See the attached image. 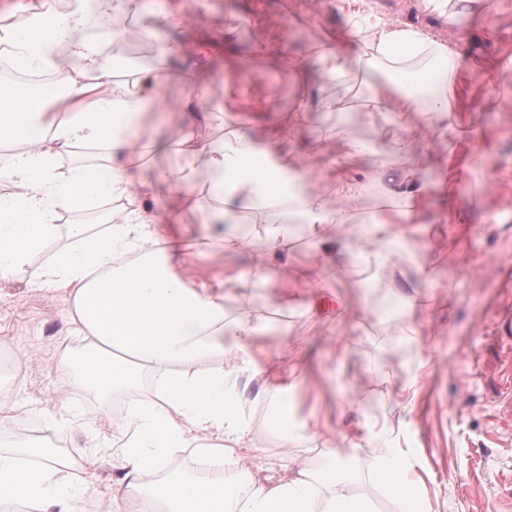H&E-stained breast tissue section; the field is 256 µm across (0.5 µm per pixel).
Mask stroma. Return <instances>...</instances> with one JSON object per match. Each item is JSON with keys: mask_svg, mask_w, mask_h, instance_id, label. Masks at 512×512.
I'll return each mask as SVG.
<instances>
[{"mask_svg": "<svg viewBox=\"0 0 512 512\" xmlns=\"http://www.w3.org/2000/svg\"><path fill=\"white\" fill-rule=\"evenodd\" d=\"M207 5L184 27L158 29L185 52L146 63L131 45L118 53L128 74L157 67L181 74L160 89L144 85L146 98L192 101L188 112L145 113L155 146L132 166L135 180L176 168L188 145L219 144L232 132L262 145L266 130L280 124L295 134L278 149L310 171L312 191L329 195L338 181L375 176L377 158L415 199L411 222L393 226L386 254L370 241L367 223L390 216L399 201L377 193L356 203L357 221L344 227L300 223L296 200H288L283 210L300 227L271 254L266 211H246L250 244L229 254L207 246L198 213L181 207L178 190L156 187L144 202L148 211L181 209V273L246 274L266 264L264 282L245 278L226 303L228 317L245 313L265 326L255 351L262 380L248 396L275 383L274 366L287 360L299 375L288 416L317 418L321 447L350 461L360 440L365 454L407 459L412 492L431 512H512V72L503 70L512 60V0H482L471 11L450 0L442 13L422 0ZM355 11L423 30L455 50L447 123L426 127L416 112L374 111V91L392 83L387 70L345 79L321 71L322 49L363 50ZM264 43L281 44L284 59L258 54ZM302 101L307 111H298ZM351 140L364 155L347 156ZM347 232L364 239L362 256L323 262L316 241L330 245ZM69 309L65 289L0 280V354L13 359L0 392L11 396L6 411L35 422L45 442L73 455L77 474L93 473L83 500L94 505L113 497L118 472L110 453L90 452L89 435L111 437L115 418L150 399L153 383L104 400L64 395L57 362L83 344ZM55 411L66 422L45 420ZM267 413L257 406L248 438L260 449L257 466L277 478L286 460Z\"/></svg>", "mask_w": 512, "mask_h": 512, "instance_id": "stroma-1", "label": "stroma"}]
</instances>
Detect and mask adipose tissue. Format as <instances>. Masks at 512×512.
Here are the masks:
<instances>
[{
  "instance_id": "adipose-tissue-1",
  "label": "adipose tissue",
  "mask_w": 512,
  "mask_h": 512,
  "mask_svg": "<svg viewBox=\"0 0 512 512\" xmlns=\"http://www.w3.org/2000/svg\"><path fill=\"white\" fill-rule=\"evenodd\" d=\"M82 26L80 12L64 14L55 0H41L24 30L0 28V51L12 65L62 78L40 88L18 84L0 91V141L17 146L0 168V180L15 187L0 195V280L22 277L67 290L71 322L86 340L58 363L68 389L103 399L152 375L155 401L119 418L111 439L92 444V452H111L121 472L117 484L137 496L140 512H372L332 449L316 470L302 460L276 481L254 474L257 451L246 441L253 403H286L297 374L284 372L278 385L247 397L257 375L253 343L263 326L245 314L224 318L228 287L241 275L191 281L177 271L166 243L180 213L146 210L142 200L152 188L128 170L134 144L152 136L140 122L147 101L113 83L99 42L82 36ZM354 27L363 33L365 49L352 60L328 49L319 57L324 73L341 76L352 64L365 71L384 64L400 77L429 51L444 64L436 83L445 82L453 63L447 45L379 18L357 19ZM77 143L102 147L103 162L60 171L58 157ZM202 177L232 215L239 205L257 203L256 184L284 182L288 169L239 134L221 147L191 150L176 170L157 173L156 183L180 189L210 224V204L191 194ZM98 198L123 201L119 223L101 232L90 224L60 229V212L82 211ZM62 234L68 245L46 265L30 267V257ZM214 355L221 364L195 369V362ZM177 456L221 459L243 480H229L223 469L164 476ZM362 466L390 496L394 512H431L412 495L402 462L371 457ZM90 483L75 479L61 449L21 442L0 452V512L20 502L31 503L35 512H80V491Z\"/></svg>"
}]
</instances>
